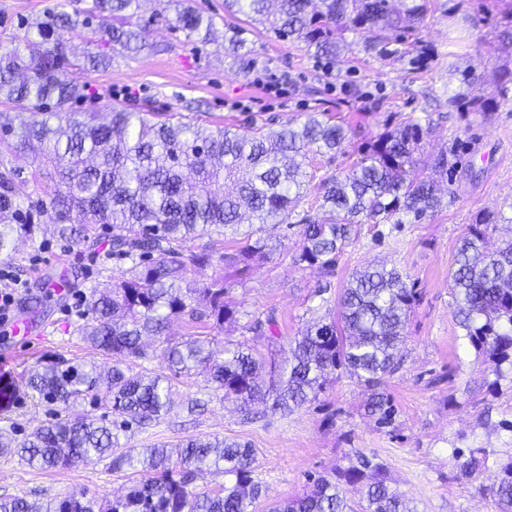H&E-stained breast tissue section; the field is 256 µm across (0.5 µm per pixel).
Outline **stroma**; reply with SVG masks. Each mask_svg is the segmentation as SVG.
<instances>
[{"label":"stroma","mask_w":512,"mask_h":512,"mask_svg":"<svg viewBox=\"0 0 512 512\" xmlns=\"http://www.w3.org/2000/svg\"><path fill=\"white\" fill-rule=\"evenodd\" d=\"M90 3L0 0V53L27 54L26 24L49 8L71 13ZM158 7L157 0L141 5L136 22L146 28L147 46L140 54L115 58L104 71L82 66L66 70L67 80L88 87L80 108L108 112L118 103L147 100L159 112L243 131L252 121L276 128L323 112L331 122L343 124L349 142L335 156L311 154L307 172L314 184L347 170L379 134L413 120L430 127L421 142L423 154L455 149V171L448 206L417 224L362 225L331 276L293 259L298 221L319 214L313 185L295 205L288 224L265 227L271 248L254 258L246 277L229 278L225 300L239 312L236 325L219 334L205 322L175 319L169 325L173 339L198 333L214 337L220 346L227 340H249L246 324L272 313L276 338L256 347L279 359L289 340L335 307L354 271L373 262L397 267L414 288L417 302L400 347L399 367L386 379L385 388L398 408L392 426L378 427L365 415L367 392L345 374L331 381L318 400L288 414H274L255 403L254 420L237 403L224 400L205 377L194 376L173 380L170 411L147 427L123 434L122 447H169L189 437L213 436L250 444L256 450L253 478L263 491L259 512L303 494L313 477L346 468L359 453L385 464L412 512H498L490 489L498 462L512 457V374L494 378L465 339L455 316L451 274L458 241L475 216L512 209V92L501 100L496 97L499 73L512 71V9L504 0H430L418 30L419 39L431 48L424 61L403 43L394 59L366 54L358 36L350 33L344 62L334 64L313 57L304 44L254 32L250 39L259 63L247 70L219 44L186 42L156 16ZM466 76L473 80V95L494 98L490 111L449 105ZM1 112L9 114L12 126L0 130V168L20 169L18 195L40 199L35 156L18 158L7 148L27 119L25 108L0 100ZM109 248L104 238L90 249L47 233L19 244L9 259L25 284L19 308L29 309L33 296L44 298L38 312L46 333L23 348L0 345V377L15 387L12 404L0 410V431L20 438L55 416L23 384L31 367L59 356L105 364V357L77 336L75 326L81 298L126 268L108 257ZM63 277L69 282L64 295L47 291V284ZM195 399L206 401L204 412L189 413L188 404ZM456 448L486 449V467L471 480L457 479L451 455ZM140 479L131 470L110 471L107 461L98 459L68 469L39 470L0 456V497L40 502L85 492L109 498Z\"/></svg>","instance_id":"obj_1"}]
</instances>
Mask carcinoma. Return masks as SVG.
Wrapping results in <instances>:
<instances>
[{
  "instance_id": "cac0c4a2",
  "label": "carcinoma",
  "mask_w": 512,
  "mask_h": 512,
  "mask_svg": "<svg viewBox=\"0 0 512 512\" xmlns=\"http://www.w3.org/2000/svg\"><path fill=\"white\" fill-rule=\"evenodd\" d=\"M140 0H92L83 19L50 10L28 28L29 55L0 54V99L29 102L28 120L10 143L23 156L33 143L45 145L38 165L49 182L48 202L27 205L16 193L14 171L0 170V255L9 257L18 242L36 238L33 214L49 210L58 239L94 244L98 230L112 233V257L129 264L104 292L91 291L78 333L87 344L112 358V367L60 359L30 372L26 386L49 404L69 410L88 403L112 412V421L89 413L56 419L34 428L18 441L0 433V455L17 456L38 469H66L92 457L109 460L111 471L143 474L130 490L110 499L85 494L50 498L37 505L24 498L0 497V512H252L261 496L253 477L255 449L247 443L186 439L174 448H119V436L167 412L171 379L210 376L223 399L246 406L271 394V408L290 411L317 400L337 371L368 390L367 413L390 425L396 407L383 388L398 368V347L416 296L400 271L383 265L354 272L338 300L337 314L307 327L288 342L280 362H267L257 350L227 340L224 358L211 348L214 339L191 335L166 340L162 351L171 376L146 367L135 371L132 359H149L145 336H162L173 319L210 322L214 329L237 323V311L224 301V264L246 274L251 261L267 248L258 236L266 224H284L292 206L308 190V152H345L344 127L312 112L301 124L253 128H210L173 120L150 109L126 105L105 114L78 112L71 105L86 97V86L63 76L80 58L98 69L114 56L143 50L141 29L131 23ZM173 28L189 43L217 42L213 18L187 0H179ZM427 13V0H224V49L248 56L247 34L258 27L298 42L331 63L344 57L345 33L357 34L364 50L379 57L396 53L394 33L415 32ZM246 16L243 23L238 15ZM97 23L112 53L73 52L67 35L82 24ZM450 103L482 111L492 99L459 92ZM428 129L405 122L362 150L347 172L321 180L317 203L321 215L305 218L295 259L330 271L336 256L363 224H415L443 207L431 169L448 176V156L416 157ZM512 217L487 211L469 225L457 249L452 275L457 317L464 337L499 376L512 369V239L492 242L500 223ZM250 230L241 231L242 225ZM241 236L244 245L226 252L200 248L196 239ZM213 274L205 281L198 274ZM271 314L247 326L254 339H270ZM457 461V478H473L488 459L472 448ZM224 475L217 491L193 487L195 473ZM358 488L362 503L350 504L348 488ZM491 493L500 512H512V457L498 464ZM269 512H410L393 489L384 465L359 454L356 462L313 479V489Z\"/></svg>"
}]
</instances>
